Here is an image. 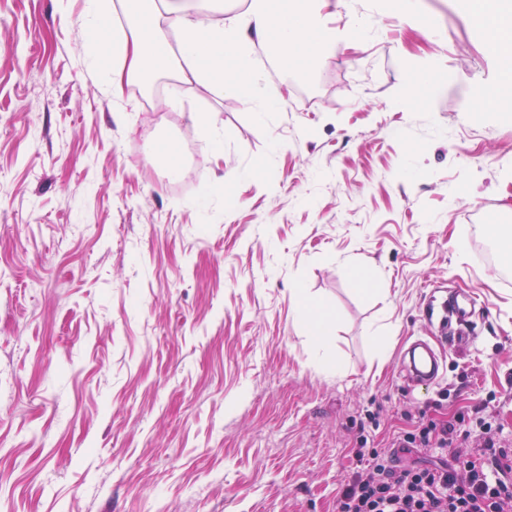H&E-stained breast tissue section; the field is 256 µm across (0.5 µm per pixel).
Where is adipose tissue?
I'll use <instances>...</instances> for the list:
<instances>
[{
  "instance_id": "obj_1",
  "label": "adipose tissue",
  "mask_w": 512,
  "mask_h": 512,
  "mask_svg": "<svg viewBox=\"0 0 512 512\" xmlns=\"http://www.w3.org/2000/svg\"><path fill=\"white\" fill-rule=\"evenodd\" d=\"M322 0H250L245 12L214 23L186 13L183 0H120L124 23L112 26L101 0H85L82 24L89 31L87 61L97 67L102 53L112 66L105 89L121 98L126 87L148 84L161 71L232 95L256 116L281 106L280 98L258 94L263 75L254 70L255 46L272 48L294 67L305 69L333 46L336 31L323 20ZM178 32L170 44L165 29Z\"/></svg>"
}]
</instances>
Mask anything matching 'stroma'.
Returning <instances> with one entry per match:
<instances>
[{
	"label": "stroma",
	"instance_id": "stroma-1",
	"mask_svg": "<svg viewBox=\"0 0 512 512\" xmlns=\"http://www.w3.org/2000/svg\"><path fill=\"white\" fill-rule=\"evenodd\" d=\"M470 2L337 0L333 27L367 29L302 75L268 54L285 104L260 119L168 73L113 99L83 0H0V512H336L361 443L429 466L394 437L479 409L512 446V276L487 260L512 112L483 108L503 65ZM451 289L478 333L410 390Z\"/></svg>",
	"mask_w": 512,
	"mask_h": 512
}]
</instances>
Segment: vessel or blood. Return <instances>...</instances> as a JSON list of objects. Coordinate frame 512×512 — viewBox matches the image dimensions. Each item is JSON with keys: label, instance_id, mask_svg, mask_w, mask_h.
<instances>
[{"label": "vessel or blood", "instance_id": "vessel-or-blood-1", "mask_svg": "<svg viewBox=\"0 0 512 512\" xmlns=\"http://www.w3.org/2000/svg\"><path fill=\"white\" fill-rule=\"evenodd\" d=\"M473 313L472 300L458 292L449 293L440 308H428L426 315L437 321L444 345L438 348L419 340L413 341V348L419 349L420 354L410 358L406 367L405 378L411 387L433 384L447 350L460 348L472 341L473 332L467 329L466 323Z\"/></svg>", "mask_w": 512, "mask_h": 512}]
</instances>
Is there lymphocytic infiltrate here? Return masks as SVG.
Masks as SVG:
<instances>
[{"mask_svg": "<svg viewBox=\"0 0 512 512\" xmlns=\"http://www.w3.org/2000/svg\"><path fill=\"white\" fill-rule=\"evenodd\" d=\"M401 447L451 450L453 464L396 469L390 456L358 448L366 462L336 501V512H512V451L484 416H458L405 433Z\"/></svg>", "mask_w": 512, "mask_h": 512, "instance_id": "1", "label": "lymphocytic infiltrate"}]
</instances>
